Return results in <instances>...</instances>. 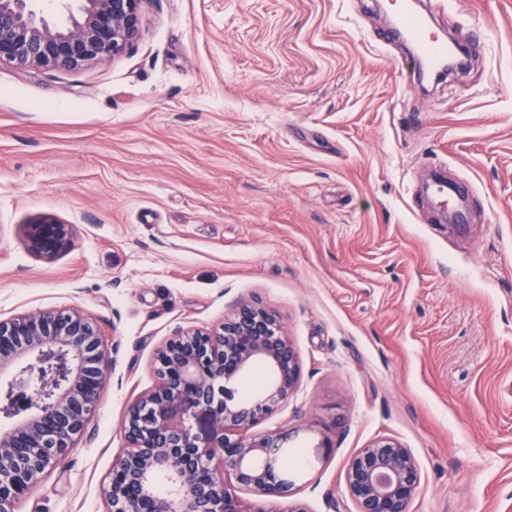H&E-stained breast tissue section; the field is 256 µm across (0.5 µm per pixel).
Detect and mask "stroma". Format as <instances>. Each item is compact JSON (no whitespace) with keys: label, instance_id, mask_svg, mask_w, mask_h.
<instances>
[{"label":"stroma","instance_id":"1","mask_svg":"<svg viewBox=\"0 0 512 512\" xmlns=\"http://www.w3.org/2000/svg\"><path fill=\"white\" fill-rule=\"evenodd\" d=\"M473 56L423 88L389 0H144L124 53L0 65V318L75 306L107 336L99 411L16 512H106L101 486L156 349L244 301L274 310L307 475L245 512H356L348 462L381 437L421 471L410 512H512V0H418ZM446 166L470 236L416 202ZM72 225L31 254L29 220ZM24 236L34 256L53 260L71 248L73 228L53 215L44 214L26 224Z\"/></svg>","mask_w":512,"mask_h":512}]
</instances>
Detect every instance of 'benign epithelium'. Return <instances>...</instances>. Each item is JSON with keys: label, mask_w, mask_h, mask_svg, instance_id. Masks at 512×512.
Wrapping results in <instances>:
<instances>
[{"label": "benign epithelium", "mask_w": 512, "mask_h": 512, "mask_svg": "<svg viewBox=\"0 0 512 512\" xmlns=\"http://www.w3.org/2000/svg\"><path fill=\"white\" fill-rule=\"evenodd\" d=\"M33 0H0V64L75 70L120 55L139 34L145 0H73L63 23ZM30 252L66 253L73 228L50 214L25 226ZM256 365L262 394L237 396L232 382ZM154 387L128 407L125 448L102 486L108 512H243L235 490L283 495V433L254 434L298 386L295 348L276 314L240 303L213 330L179 329L155 352ZM105 336L77 307L0 319V512H14L47 470L59 465L98 412L109 378ZM162 477L164 492L156 491ZM421 482L409 449L381 437L345 471L356 512H408Z\"/></svg>", "instance_id": "obj_1"}]
</instances>
